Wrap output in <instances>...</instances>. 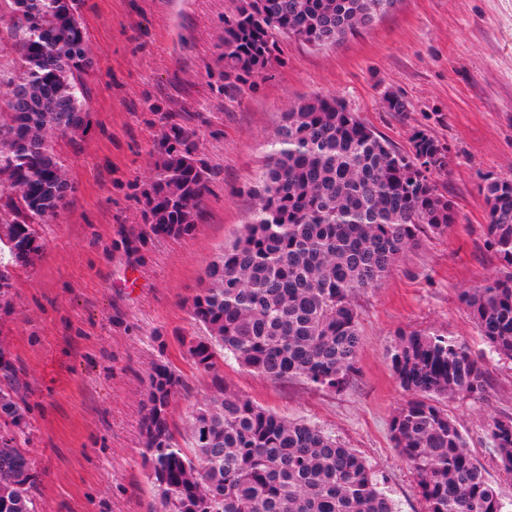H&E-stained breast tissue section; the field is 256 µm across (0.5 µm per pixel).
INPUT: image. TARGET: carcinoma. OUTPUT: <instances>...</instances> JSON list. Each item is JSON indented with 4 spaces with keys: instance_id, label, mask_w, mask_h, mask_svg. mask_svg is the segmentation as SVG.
Returning <instances> with one entry per match:
<instances>
[{
    "instance_id": "carcinoma-1",
    "label": "carcinoma",
    "mask_w": 512,
    "mask_h": 512,
    "mask_svg": "<svg viewBox=\"0 0 512 512\" xmlns=\"http://www.w3.org/2000/svg\"><path fill=\"white\" fill-rule=\"evenodd\" d=\"M15 31L16 70L0 74V303L15 268L34 266L41 227L73 186L51 135L88 126L85 77L92 68L78 0H0ZM395 0H236L224 18V94L252 87L279 61V37L333 47L370 27ZM149 183L139 189L147 243L196 227L212 169L194 133L160 113ZM251 222L210 264L189 303L201 336L181 340L190 365L216 372L232 359L272 382L298 378L336 391L356 368L362 339L353 303L373 288L423 233L456 222L433 175L448 170V147L416 129L394 149L333 97L291 104L269 142ZM483 196L487 244L502 275L461 300L480 336L512 361V177L490 176ZM410 399L391 421L392 439L417 476L424 512H503L460 425L439 399L479 395L480 358L439 334H402L389 352ZM186 387L165 361L149 379L143 445L159 512H395L373 468L315 424L221 391L192 411L186 443L171 421ZM30 408L13 357L0 358V512H36L37 475L25 452ZM501 467L512 474V417L488 424Z\"/></svg>"
}]
</instances>
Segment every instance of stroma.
Wrapping results in <instances>:
<instances>
[{
	"mask_svg": "<svg viewBox=\"0 0 512 512\" xmlns=\"http://www.w3.org/2000/svg\"><path fill=\"white\" fill-rule=\"evenodd\" d=\"M234 0H80L93 67L90 127L55 137L73 191L41 233L35 267L18 271L0 342L17 361L32 430L39 512H153L157 499L141 445L154 362H180V340L198 335L189 302L208 265L242 233L257 203L268 142L289 104L334 97L395 149L424 127L450 151L435 175L457 221L424 234L377 287L354 298L362 332L356 370L338 391L299 379L271 382L237 363L215 373L184 367L171 406L186 433L194 405L228 389L278 414L305 419L376 471L397 512H423L416 475L394 446L390 423L408 395L389 352L399 333H437L481 357L487 387L446 401L486 480L512 512V475L487 424L512 417V361L483 342L463 289L502 267L486 245L480 187L512 177V0H396L374 24L333 47L279 42L280 62L238 98L224 96V17ZM408 103L390 112L384 97ZM188 118L214 169L195 231L139 245L158 115Z\"/></svg>",
	"mask_w": 512,
	"mask_h": 512,
	"instance_id": "stroma-1",
	"label": "stroma"
}]
</instances>
